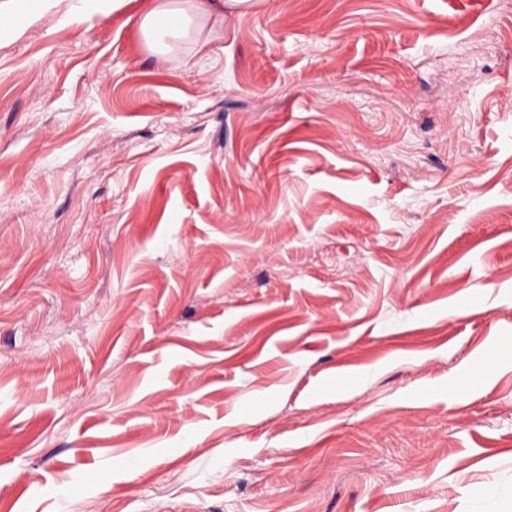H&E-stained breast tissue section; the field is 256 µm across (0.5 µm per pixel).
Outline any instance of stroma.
<instances>
[{"instance_id":"35a3bbf8","label":"stroma","mask_w":512,"mask_h":512,"mask_svg":"<svg viewBox=\"0 0 512 512\" xmlns=\"http://www.w3.org/2000/svg\"><path fill=\"white\" fill-rule=\"evenodd\" d=\"M0 0V512H512V0ZM251 0H148L140 16L139 29L145 38L147 50L155 55H171L180 43L192 40L206 45L202 35L212 20L224 16V10L242 7ZM168 21L167 26L161 22Z\"/></svg>"}]
</instances>
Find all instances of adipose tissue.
Masks as SVG:
<instances>
[{
  "instance_id": "ef3b65f1",
  "label": "adipose tissue",
  "mask_w": 512,
  "mask_h": 512,
  "mask_svg": "<svg viewBox=\"0 0 512 512\" xmlns=\"http://www.w3.org/2000/svg\"><path fill=\"white\" fill-rule=\"evenodd\" d=\"M250 0H148L140 16L139 29L147 50L171 55L182 41L202 44V35L212 20L225 10L249 4Z\"/></svg>"
}]
</instances>
